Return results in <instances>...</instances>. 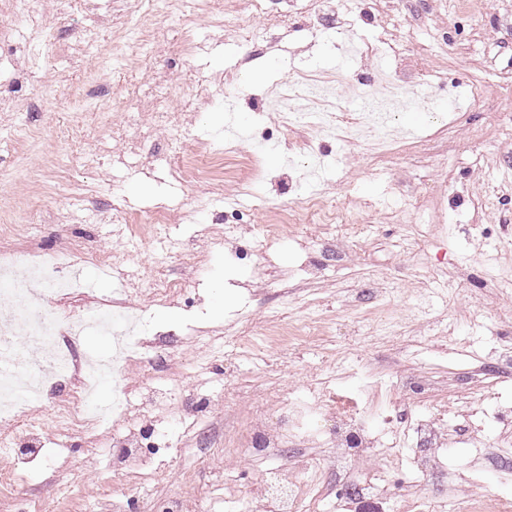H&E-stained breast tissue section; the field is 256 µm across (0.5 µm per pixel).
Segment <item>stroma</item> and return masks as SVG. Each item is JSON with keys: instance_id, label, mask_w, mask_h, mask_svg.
Returning a JSON list of instances; mask_svg holds the SVG:
<instances>
[{"instance_id": "1", "label": "stroma", "mask_w": 512, "mask_h": 512, "mask_svg": "<svg viewBox=\"0 0 512 512\" xmlns=\"http://www.w3.org/2000/svg\"><path fill=\"white\" fill-rule=\"evenodd\" d=\"M196 0H0V248L78 257L107 252L125 275L86 265L88 299L142 311L145 340L167 338L162 371L125 367L130 410L91 434L67 433L55 414L76 388L58 386L28 425L0 419L11 452L0 474V512H254L249 497L279 471L301 512H494L512 500L500 466L512 440V0H219L223 23L197 15L202 52L181 50L177 11ZM384 45L379 59L345 55L342 41ZM388 67L406 87L431 83L432 103L397 112L407 141L385 161L367 140L323 139L309 175L260 139L232 137L228 116L281 137L265 107L290 73L350 71L336 96ZM230 97L206 104L202 87ZM77 120L64 142L59 125ZM215 151L218 193L198 204L170 174L175 141ZM320 194L347 223L284 224L265 256L253 244L278 209L300 210ZM176 220L155 227L158 207ZM136 211L129 238L118 218ZM233 233L239 250L224 249ZM186 281L170 303L152 304L146 272ZM251 316L266 334L260 354L233 352ZM319 336L295 340L281 327L306 318ZM391 375L390 426L443 414L438 448L342 447V421L324 411V442L256 454L253 437L276 432L283 400L313 387L358 398L364 382ZM166 403L145 411V392ZM134 436L149 463L137 493L125 491L123 451ZM447 456L446 472L425 470ZM377 490H359L363 477Z\"/></svg>"}]
</instances>
